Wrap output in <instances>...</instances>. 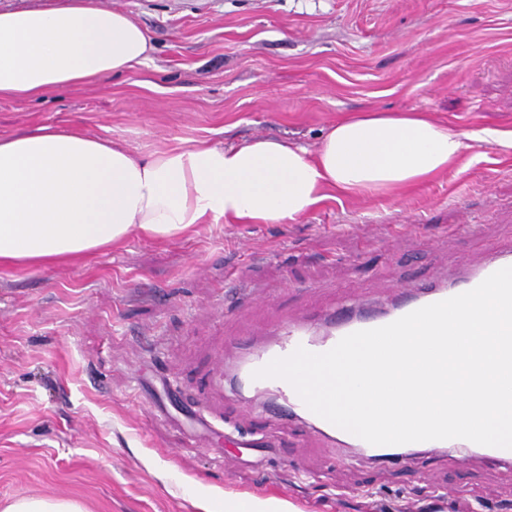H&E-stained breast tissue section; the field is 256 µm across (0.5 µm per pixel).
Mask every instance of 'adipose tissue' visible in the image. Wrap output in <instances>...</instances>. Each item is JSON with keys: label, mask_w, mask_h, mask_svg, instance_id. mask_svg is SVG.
<instances>
[{"label": "adipose tissue", "mask_w": 512, "mask_h": 512, "mask_svg": "<svg viewBox=\"0 0 512 512\" xmlns=\"http://www.w3.org/2000/svg\"><path fill=\"white\" fill-rule=\"evenodd\" d=\"M152 46L97 0L0 12V97L40 96L144 64ZM512 149V132H455L417 112L367 111L315 148L257 138L144 158L77 128L0 138V268L39 266L122 243L172 240L205 221L294 223L330 195L420 186L471 140Z\"/></svg>", "instance_id": "adipose-tissue-1"}]
</instances>
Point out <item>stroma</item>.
<instances>
[{"label": "stroma", "mask_w": 512, "mask_h": 512, "mask_svg": "<svg viewBox=\"0 0 512 512\" xmlns=\"http://www.w3.org/2000/svg\"><path fill=\"white\" fill-rule=\"evenodd\" d=\"M148 34L146 64L41 97L0 99V136L80 127L138 156L257 137L314 147L368 110L454 131L512 130V0H98ZM478 227V236L458 232ZM512 239V151L473 143L398 194L328 199L291 224L196 225L167 242L0 269V512L23 498L83 512H201L213 490L293 512H512V465L411 449L327 454L253 395L204 387L214 349L279 315L387 305L390 289ZM241 296L226 307L225 291ZM222 427L189 439L190 411Z\"/></svg>", "instance_id": "obj_1"}]
</instances>
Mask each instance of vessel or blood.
<instances>
[{"mask_svg": "<svg viewBox=\"0 0 512 512\" xmlns=\"http://www.w3.org/2000/svg\"><path fill=\"white\" fill-rule=\"evenodd\" d=\"M509 266H512V247L495 248L474 270L451 280L397 289L395 299L388 309L376 311L346 305L334 311L323 322L304 315L284 319L271 329V339L266 345L245 349L236 366L226 372L216 371L212 384L223 386L225 379L229 378L237 392L271 394L276 400V413L307 421L314 433L334 443L355 442L354 434L336 427L309 410L287 381L277 378L257 379L253 376L254 371L273 359L290 355L300 347L313 353L326 352L348 334L390 324L423 306L469 291L492 273Z\"/></svg>", "mask_w": 512, "mask_h": 512, "instance_id": "b4317fda", "label": "vessel or blood"}]
</instances>
